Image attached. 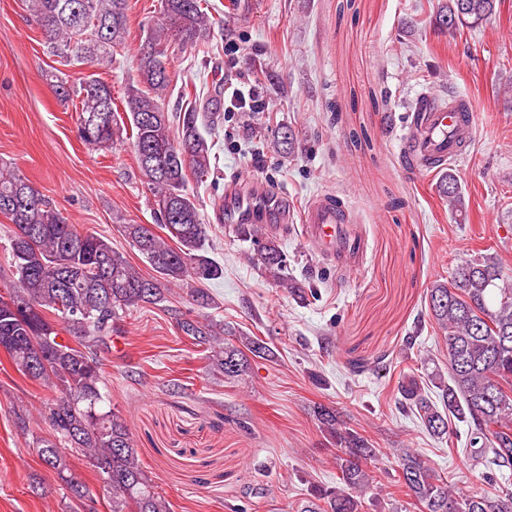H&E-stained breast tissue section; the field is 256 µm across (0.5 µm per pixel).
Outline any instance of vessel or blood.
I'll use <instances>...</instances> for the list:
<instances>
[{"instance_id": "obj_1", "label": "vessel or blood", "mask_w": 512, "mask_h": 512, "mask_svg": "<svg viewBox=\"0 0 512 512\" xmlns=\"http://www.w3.org/2000/svg\"><path fill=\"white\" fill-rule=\"evenodd\" d=\"M477 115L461 97L440 102L421 93L410 116L409 131L400 140V152L410 169L439 170L448 160L465 154L471 144ZM224 219L230 224H279L284 216L275 198L265 192L241 193L227 201ZM306 236L339 269H356L363 252L360 239L349 228V213L333 194L315 196L302 216Z\"/></svg>"}]
</instances>
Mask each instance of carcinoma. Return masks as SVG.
I'll return each mask as SVG.
<instances>
[{
	"label": "carcinoma",
	"instance_id": "cac0c4a2",
	"mask_svg": "<svg viewBox=\"0 0 512 512\" xmlns=\"http://www.w3.org/2000/svg\"><path fill=\"white\" fill-rule=\"evenodd\" d=\"M496 0H448L437 25L450 32L475 27ZM29 11L47 53L64 66L92 63L112 68L127 47L128 0H29ZM160 19L148 27L136 58V78L126 88L118 114L110 85L98 77L70 85L61 71L45 80L58 99L78 113L79 138L109 147L129 131L136 163L154 197L156 225L123 224L122 231L157 276L147 277L109 238L83 232L68 222L25 177L0 166V217L14 224L9 253L14 285L0 295V351L30 380L54 391L41 413L51 437L37 440L43 463L80 503L94 501L73 472L70 459L85 457L112 495V512H170L143 469L132 433L113 409H105V371L100 349L112 323L140 305L165 302L169 287L185 288L201 308L213 299L199 284L220 278L223 268L205 247L207 227L188 175L209 177L212 144L199 113L165 111L171 83V43L196 48L212 35L208 0H161ZM439 191L453 213L465 209L454 177ZM162 229L163 237L155 232ZM257 247V260L281 276L284 256L257 225H238ZM428 315L448 349L446 368L432 370L429 383L407 374L399 381L398 404L428 433L450 435L452 420L470 429L462 452L477 462L491 493L460 494L418 454L402 448L395 461L396 486L423 512H512V276L491 254L457 264L427 289ZM182 328L209 350L211 369L235 380L249 369V356L268 359L274 351L256 336L224 328H199L189 318ZM69 340H64L61 334ZM320 431L336 446L338 481L314 485L297 512H365V495L380 483L379 449L363 434L340 426L336 410L313 409Z\"/></svg>",
	"mask_w": 512,
	"mask_h": 512
}]
</instances>
